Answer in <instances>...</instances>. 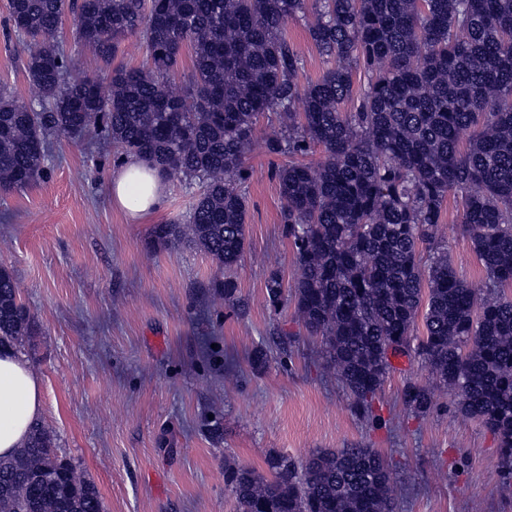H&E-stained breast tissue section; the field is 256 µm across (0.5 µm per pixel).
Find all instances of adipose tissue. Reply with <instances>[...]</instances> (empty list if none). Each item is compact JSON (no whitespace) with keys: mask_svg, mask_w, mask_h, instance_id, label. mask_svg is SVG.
Returning a JSON list of instances; mask_svg holds the SVG:
<instances>
[{"mask_svg":"<svg viewBox=\"0 0 512 512\" xmlns=\"http://www.w3.org/2000/svg\"><path fill=\"white\" fill-rule=\"evenodd\" d=\"M112 203L138 224L157 216L167 196L164 176L145 158L123 157L110 182ZM41 380L25 356L0 350V456L23 446L42 411Z\"/></svg>","mask_w":512,"mask_h":512,"instance_id":"1","label":"adipose tissue"}]
</instances>
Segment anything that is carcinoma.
<instances>
[{
	"label": "carcinoma",
	"instance_id": "obj_1",
	"mask_svg": "<svg viewBox=\"0 0 512 512\" xmlns=\"http://www.w3.org/2000/svg\"><path fill=\"white\" fill-rule=\"evenodd\" d=\"M310 5L309 36L327 69L302 84L301 51L285 30ZM9 8L29 41L23 66L39 99L26 105L0 88L1 192L44 177L48 133L99 127L125 154L199 187L185 222L154 225L149 248L187 244L222 273L244 259L257 121L278 113L280 132L263 147L290 157L276 176L298 274L287 288L271 273L269 301L295 302L360 414L387 381L390 358L416 351L429 380L405 383V409L423 416L433 386L452 390L459 410L496 435L512 471V297L503 293L512 287V0H9ZM68 13L77 42L110 68L109 88L68 78L60 48ZM130 37L149 63L111 67ZM186 50L192 75L175 93L170 76ZM358 74L368 82L357 91ZM317 147L318 165L294 160ZM451 193L485 274L481 293L442 251ZM420 243L430 248L425 266ZM38 335L1 265L0 348L32 352ZM270 467L271 478L229 473L237 512H393L374 448L320 451L299 466L279 457ZM0 512H102V501L36 426L14 456L0 457Z\"/></svg>",
	"mask_w": 512,
	"mask_h": 512
}]
</instances>
